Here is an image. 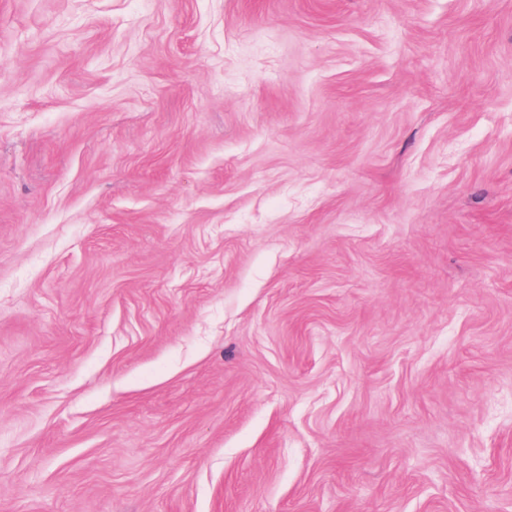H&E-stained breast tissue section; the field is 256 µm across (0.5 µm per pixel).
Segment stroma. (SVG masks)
Segmentation results:
<instances>
[{
    "label": "stroma",
    "mask_w": 512,
    "mask_h": 512,
    "mask_svg": "<svg viewBox=\"0 0 512 512\" xmlns=\"http://www.w3.org/2000/svg\"><path fill=\"white\" fill-rule=\"evenodd\" d=\"M0 512H512V0H0Z\"/></svg>",
    "instance_id": "1"
}]
</instances>
